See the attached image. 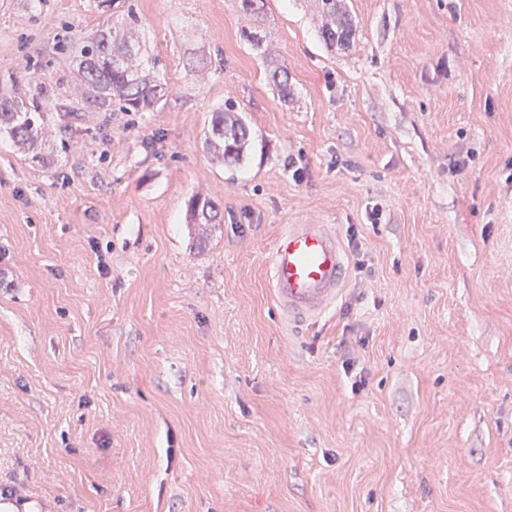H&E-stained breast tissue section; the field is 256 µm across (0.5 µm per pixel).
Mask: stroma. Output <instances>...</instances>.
<instances>
[{
    "label": "stroma",
    "instance_id": "stroma-1",
    "mask_svg": "<svg viewBox=\"0 0 512 512\" xmlns=\"http://www.w3.org/2000/svg\"><path fill=\"white\" fill-rule=\"evenodd\" d=\"M347 6L335 50L264 0L266 60L236 0H0V99L80 102L58 41L130 10L165 89L44 164L0 135V512H512V0ZM310 219L348 277L289 324L266 256ZM235 110V103L225 102L224 110L213 112L210 121L209 145L224 156L227 164H236L241 160L249 137L247 126L231 116ZM189 218L196 224H212L217 218V206L198 195L192 196L188 201Z\"/></svg>",
    "mask_w": 512,
    "mask_h": 512
}]
</instances>
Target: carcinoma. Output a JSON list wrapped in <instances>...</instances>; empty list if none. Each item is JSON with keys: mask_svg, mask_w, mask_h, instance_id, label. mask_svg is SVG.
Listing matches in <instances>:
<instances>
[{"mask_svg": "<svg viewBox=\"0 0 512 512\" xmlns=\"http://www.w3.org/2000/svg\"><path fill=\"white\" fill-rule=\"evenodd\" d=\"M343 2L319 0L325 20L321 36L331 47L347 48L357 34L355 22L342 9ZM136 24L138 18L130 10L122 27L112 28L109 35L79 33L63 39L64 50L79 58L74 77L76 90L100 112L112 111L114 102L126 112H149L161 101L157 81L146 71L133 40L132 29ZM235 110V103L226 102L224 109L214 112L210 121L209 145L224 156L227 164L241 160L249 137L247 126L231 116ZM48 112L60 113L61 124L56 126L55 135L63 140L71 138L72 121L79 118L80 108L57 98L37 82L29 84L24 96L0 102V133H7L22 148L33 152V159L39 161L42 156L36 149L48 134L44 126V114ZM188 211L190 220L196 224H210L218 215L217 206L198 195L189 199Z\"/></svg>", "mask_w": 512, "mask_h": 512, "instance_id": "cac0c4a2", "label": "carcinoma"}]
</instances>
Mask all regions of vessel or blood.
<instances>
[{
  "label": "vessel or blood",
  "mask_w": 512,
  "mask_h": 512,
  "mask_svg": "<svg viewBox=\"0 0 512 512\" xmlns=\"http://www.w3.org/2000/svg\"><path fill=\"white\" fill-rule=\"evenodd\" d=\"M347 265L332 225L316 220L286 225L267 255L268 287L283 317L306 322L330 310L343 290Z\"/></svg>",
  "instance_id": "1"
}]
</instances>
